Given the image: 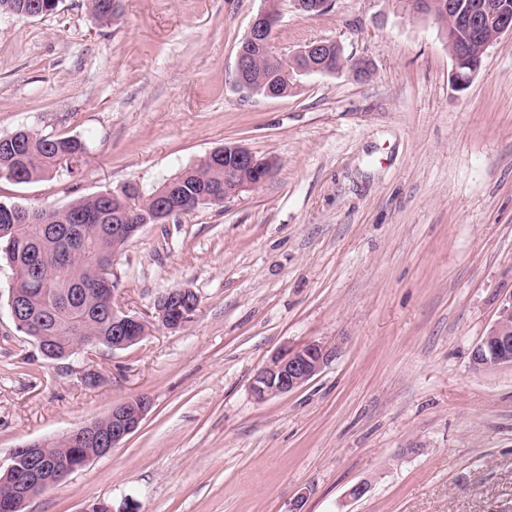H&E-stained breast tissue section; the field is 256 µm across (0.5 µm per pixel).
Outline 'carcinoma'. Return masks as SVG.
Listing matches in <instances>:
<instances>
[{
    "label": "carcinoma",
    "mask_w": 512,
    "mask_h": 512,
    "mask_svg": "<svg viewBox=\"0 0 512 512\" xmlns=\"http://www.w3.org/2000/svg\"><path fill=\"white\" fill-rule=\"evenodd\" d=\"M114 0H88L91 14L101 24L119 19ZM38 3L54 11L58 0H0L19 13ZM281 58L263 57L252 70V82L263 88L281 85ZM12 152L0 153V174L22 184L50 175L63 166L81 161L86 144L77 138H50L20 129L8 136ZM239 179L224 171V163L202 160L165 181L155 192L170 193L174 200L199 207L197 196L209 188ZM155 209L150 195L133 186L121 193L81 197L63 209L26 208L0 203V260L13 269L15 292L27 298L29 320L16 326L24 335L42 336L57 348L90 346L98 336L112 335V318L101 309L102 291L112 288V273L97 276L95 259L120 253L127 239L112 237L114 224H138L140 214ZM79 449L73 443L50 444L52 461Z\"/></svg>",
    "instance_id": "cac0c4a2"
}]
</instances>
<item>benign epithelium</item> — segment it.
<instances>
[{
	"label": "benign epithelium",
	"instance_id": "7a95c632",
	"mask_svg": "<svg viewBox=\"0 0 512 512\" xmlns=\"http://www.w3.org/2000/svg\"><path fill=\"white\" fill-rule=\"evenodd\" d=\"M294 6L302 13H319L332 0H293ZM448 15L458 25H466L481 32L491 31V35L479 49L475 57H467L460 48L449 50L453 60L452 80L456 88L467 87L478 71L482 55L487 48L503 34H512V9L508 5L481 4L465 9L453 0H448ZM272 21L268 6H263L253 18L243 45L238 50L235 76L240 85H246L254 52H267L278 55L272 40ZM321 41L310 42L288 58L284 75L288 85L297 84V78L311 73L324 74L328 68L316 65L304 69L298 66L296 58H317L322 55ZM224 168L238 169L251 174L252 180L224 189V198L229 199L241 192L253 190L271 175L275 162L259 159L247 147L240 144L224 145ZM199 298L187 287L174 288L163 295L155 305L149 322L157 327L177 331L187 326L195 318ZM143 320L137 317L112 313V342L106 347L113 350L124 349L142 338L139 326ZM338 355V348L319 341H311L296 347H285L267 360L254 375L251 392L259 402L285 395L307 383L318 374L329 361ZM471 360L477 368L512 365V294L503 299L497 319L486 336L478 342ZM152 405L150 398L121 403L112 408L109 417L112 428L103 432L97 423L92 422L72 431L67 438L83 446L82 451L61 462L46 458L47 440L32 441L13 451L7 464L0 463V482L8 483L13 489V498L6 501L3 508L7 512L24 507L34 498V490H48L56 487L70 474L84 467L95 458L107 455L140 426Z\"/></svg>",
	"mask_w": 512,
	"mask_h": 512
}]
</instances>
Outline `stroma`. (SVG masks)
Here are the masks:
<instances>
[{
    "instance_id": "obj_1",
    "label": "stroma",
    "mask_w": 512,
    "mask_h": 512,
    "mask_svg": "<svg viewBox=\"0 0 512 512\" xmlns=\"http://www.w3.org/2000/svg\"><path fill=\"white\" fill-rule=\"evenodd\" d=\"M117 5L108 26L87 0L0 16V136L87 145L75 172L0 176V203L148 193L228 142L277 168L223 205L144 226L117 256L115 311L144 316L186 286L200 304L182 330L44 360L10 317L0 261V461L153 401L136 433L25 512H290L299 495L302 512H512V366L471 363L512 294V34L461 91L441 26L401 0H334L315 16L281 0L282 54L336 41L372 74L304 76L273 98L234 74L263 0ZM309 341L337 358L257 402V370Z\"/></svg>"
}]
</instances>
